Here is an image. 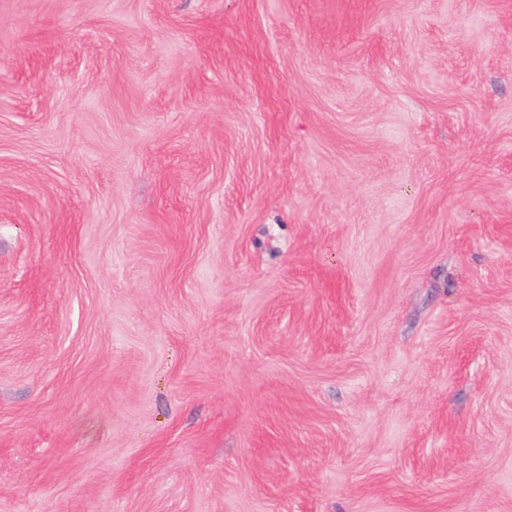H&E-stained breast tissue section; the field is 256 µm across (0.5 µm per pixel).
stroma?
Listing matches in <instances>:
<instances>
[{"instance_id": "stroma-1", "label": "stroma", "mask_w": 512, "mask_h": 512, "mask_svg": "<svg viewBox=\"0 0 512 512\" xmlns=\"http://www.w3.org/2000/svg\"><path fill=\"white\" fill-rule=\"evenodd\" d=\"M0 512H512V0H0Z\"/></svg>"}]
</instances>
